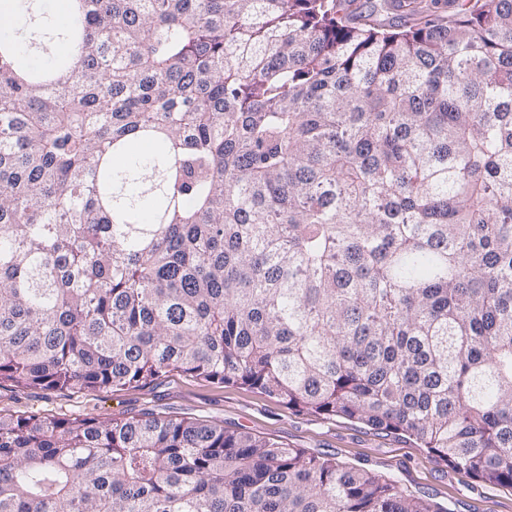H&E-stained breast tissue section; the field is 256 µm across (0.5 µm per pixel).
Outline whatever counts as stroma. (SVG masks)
Instances as JSON below:
<instances>
[{
	"label": "stroma",
	"mask_w": 512,
	"mask_h": 512,
	"mask_svg": "<svg viewBox=\"0 0 512 512\" xmlns=\"http://www.w3.org/2000/svg\"><path fill=\"white\" fill-rule=\"evenodd\" d=\"M144 409L242 428L292 448L331 455L337 462L393 478L407 493L432 499L451 512H512V487L457 472L415 439L347 418L325 419L291 409L247 387L221 386L178 372L143 388L113 392L28 391L0 381L2 415L120 419Z\"/></svg>",
	"instance_id": "35a3bbf8"
}]
</instances>
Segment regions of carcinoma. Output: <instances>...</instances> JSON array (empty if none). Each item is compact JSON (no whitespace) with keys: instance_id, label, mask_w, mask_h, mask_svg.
<instances>
[{"instance_id":"obj_1","label":"carcinoma","mask_w":512,"mask_h":512,"mask_svg":"<svg viewBox=\"0 0 512 512\" xmlns=\"http://www.w3.org/2000/svg\"><path fill=\"white\" fill-rule=\"evenodd\" d=\"M66 12L0 13V380L176 371L512 485V0ZM0 512L451 510L147 409L0 415Z\"/></svg>"}]
</instances>
